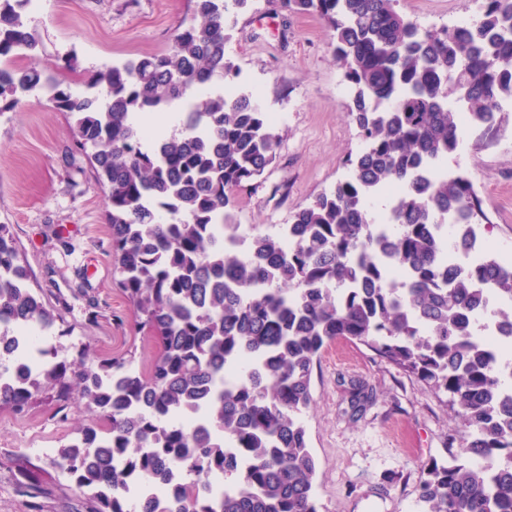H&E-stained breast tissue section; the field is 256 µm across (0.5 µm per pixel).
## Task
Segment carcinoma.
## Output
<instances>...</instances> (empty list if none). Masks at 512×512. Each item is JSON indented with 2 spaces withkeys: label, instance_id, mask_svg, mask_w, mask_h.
<instances>
[{
  "label": "carcinoma",
  "instance_id": "obj_1",
  "mask_svg": "<svg viewBox=\"0 0 512 512\" xmlns=\"http://www.w3.org/2000/svg\"><path fill=\"white\" fill-rule=\"evenodd\" d=\"M23 0H0V114L42 92L73 123L110 206L117 287L159 353L56 360L29 331L56 318L0 224V411L41 396L91 416L56 451L90 512H319L302 420L322 350L356 341L445 393L461 419L448 458L427 465L420 512H512V385L476 334L489 315L512 336V263L486 250L489 222L468 175L443 174L457 114L493 126L512 103V0H473L469 25L423 28L398 0H279L332 31L364 148L349 174L293 213L286 234H238L235 191L276 158L252 92L229 87L234 17L255 0H193L171 48L103 66L85 95L38 67ZM183 109L169 134L148 116ZM396 188L374 215L369 202Z\"/></svg>",
  "mask_w": 512,
  "mask_h": 512
}]
</instances>
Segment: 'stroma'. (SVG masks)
Segmentation results:
<instances>
[{
	"label": "stroma",
	"mask_w": 512,
	"mask_h": 512,
	"mask_svg": "<svg viewBox=\"0 0 512 512\" xmlns=\"http://www.w3.org/2000/svg\"><path fill=\"white\" fill-rule=\"evenodd\" d=\"M397 8L424 27L476 17L471 0H398ZM192 12V0H47L44 14L30 22L42 46L34 62L64 83L83 81L101 65L167 51ZM226 52L237 69L235 86L252 91L266 112L288 115L276 126L274 162L236 193L234 220L243 234L273 232L343 179L347 157L361 150L347 116L351 89L326 24L267 0L238 14ZM446 167L466 171L477 190L489 218L479 227L484 245L512 253V106L493 128L465 126ZM107 211L64 112L24 100L0 114V224L9 225L31 287L57 318L49 346L67 361L84 348L100 358L131 349L147 366L157 346L136 330L116 285ZM359 387L369 399L358 411L350 400ZM312 395L304 422L318 462L320 512H419L423 468L445 458L448 433L459 424L447 396L343 339L322 350ZM88 419L51 400L23 416L0 412V512H86L54 451ZM29 463L41 478L34 495L16 483Z\"/></svg>",
	"instance_id": "obj_1"
}]
</instances>
